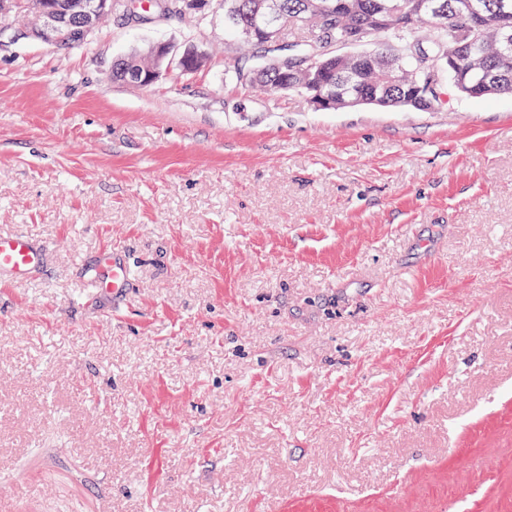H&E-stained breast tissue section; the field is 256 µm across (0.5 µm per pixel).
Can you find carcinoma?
<instances>
[{"mask_svg":"<svg viewBox=\"0 0 512 512\" xmlns=\"http://www.w3.org/2000/svg\"><path fill=\"white\" fill-rule=\"evenodd\" d=\"M400 9L391 13L388 0H224L233 21L224 35L241 40L239 31L256 14L275 12L284 20L308 27L324 39H340L348 31H362L364 40H381L383 46L363 53L339 56L327 51L309 68L288 71L276 68L262 55L264 34L252 30L245 43L255 49L252 67L261 69L254 81L273 92H300L344 96L365 101L384 100L391 107L428 106L414 98V75L400 62L404 54L423 53L437 61L455 57L459 67L450 76L459 95L480 99L512 93V47L501 34L512 35V0H483L484 19L462 16L465 0H436L439 14H432L425 0H396ZM153 64L151 49L115 60L112 75L130 82L133 75Z\"/></svg>","mask_w":512,"mask_h":512,"instance_id":"cac0c4a2","label":"carcinoma"}]
</instances>
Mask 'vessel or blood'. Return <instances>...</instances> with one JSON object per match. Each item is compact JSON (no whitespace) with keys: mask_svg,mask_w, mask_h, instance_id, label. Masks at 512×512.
I'll return each instance as SVG.
<instances>
[{"mask_svg":"<svg viewBox=\"0 0 512 512\" xmlns=\"http://www.w3.org/2000/svg\"><path fill=\"white\" fill-rule=\"evenodd\" d=\"M48 249L25 232L0 234V283L22 284L42 273ZM85 275L105 300L120 304L133 286L132 266L125 252L112 247L98 252L86 264Z\"/></svg>","mask_w":512,"mask_h":512,"instance_id":"1","label":"vessel or blood"}]
</instances>
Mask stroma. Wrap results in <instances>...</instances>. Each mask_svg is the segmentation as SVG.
Instances as JSON below:
<instances>
[{
	"label": "stroma",
	"instance_id": "obj_1",
	"mask_svg": "<svg viewBox=\"0 0 512 512\" xmlns=\"http://www.w3.org/2000/svg\"><path fill=\"white\" fill-rule=\"evenodd\" d=\"M157 43L206 62L113 80ZM250 67L217 4L0 23V233L50 247L0 284L12 512H512V94L320 109ZM152 64L153 58L149 46L142 52L115 60L112 68V75L115 79L120 81L132 82L133 80L134 84L147 86L155 82L159 76V72L154 68L146 69L145 71L140 70L150 68ZM136 72L138 73L133 79V75ZM85 275L95 292L119 305L133 288L132 266L125 252L118 247L98 252L86 263Z\"/></svg>",
	"mask_w": 512,
	"mask_h": 512
}]
</instances>
